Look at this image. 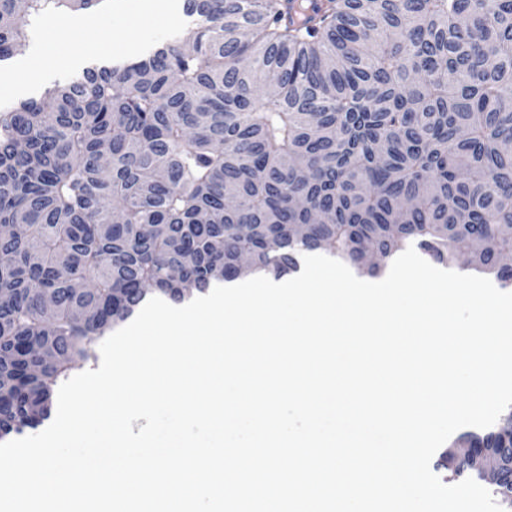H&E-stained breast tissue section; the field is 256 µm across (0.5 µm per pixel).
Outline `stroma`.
Returning a JSON list of instances; mask_svg holds the SVG:
<instances>
[{
    "mask_svg": "<svg viewBox=\"0 0 512 512\" xmlns=\"http://www.w3.org/2000/svg\"><path fill=\"white\" fill-rule=\"evenodd\" d=\"M184 0H112L107 12L66 11L49 17L17 46L0 71L14 84L0 90V110L40 98L55 83L79 77L97 61H128L170 41L185 43Z\"/></svg>",
    "mask_w": 512,
    "mask_h": 512,
    "instance_id": "stroma-1",
    "label": "stroma"
}]
</instances>
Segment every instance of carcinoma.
Returning <instances> with one entry per match:
<instances>
[{
  "label": "carcinoma",
  "instance_id": "carcinoma-1",
  "mask_svg": "<svg viewBox=\"0 0 512 512\" xmlns=\"http://www.w3.org/2000/svg\"><path fill=\"white\" fill-rule=\"evenodd\" d=\"M0 0V62L50 15ZM175 43L0 111V438L51 416L96 341L323 251L414 245L512 286V0H184ZM371 248L378 262H360ZM55 318L45 324L44 304ZM471 441L512 450V411Z\"/></svg>",
  "mask_w": 512,
  "mask_h": 512
}]
</instances>
